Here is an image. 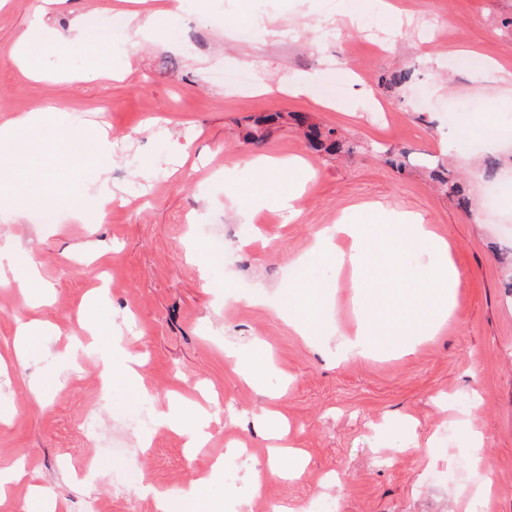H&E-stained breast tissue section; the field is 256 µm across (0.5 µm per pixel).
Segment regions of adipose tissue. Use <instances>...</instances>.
Wrapping results in <instances>:
<instances>
[{
    "mask_svg": "<svg viewBox=\"0 0 512 512\" xmlns=\"http://www.w3.org/2000/svg\"><path fill=\"white\" fill-rule=\"evenodd\" d=\"M43 127L38 111L0 122L1 201L19 190L32 202L48 196L62 204L68 201L69 191L56 189L29 162ZM251 165L257 181L248 208L272 203L284 221L298 217L304 189L298 181L284 179L297 168V160L257 155ZM429 235L423 217L415 213L391 214L384 224L340 222L315 232L316 251L350 272L354 304L362 313L354 333L343 341L345 349L361 354L392 337L409 350L430 327L447 319L458 282L447 253L416 271L397 264L400 254H422ZM323 308V291L304 288L289 296L287 319L300 334L314 336L321 329ZM155 421L158 427L181 434L189 448L202 447L210 438L207 410L181 397L168 398L165 408L156 410Z\"/></svg>",
    "mask_w": 512,
    "mask_h": 512,
    "instance_id": "1",
    "label": "adipose tissue"
}]
</instances>
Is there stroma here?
Instances as JSON below:
<instances>
[{
  "label": "stroma",
  "mask_w": 512,
  "mask_h": 512,
  "mask_svg": "<svg viewBox=\"0 0 512 512\" xmlns=\"http://www.w3.org/2000/svg\"><path fill=\"white\" fill-rule=\"evenodd\" d=\"M397 16L378 0H203L178 15L167 0H56L49 22L63 31L74 14L109 33L107 65L120 79L93 77L95 56L82 48L49 51L42 68L58 80L35 82L14 66L20 32L36 26L43 0H0V121L46 109L39 168L64 189L89 183L92 168L58 158L65 137L74 156L93 152L99 129L112 138L110 184L115 196L104 223L83 224L94 195L69 205L43 200L20 219L0 217V349L18 322L36 318L58 334L36 335L22 359L0 369V466L25 460L35 481L66 503L64 512H128L126 495H102L81 482L78 467L93 455L100 472L116 467L124 449L147 483L179 492L193 486L212 460L237 442L233 480L199 487L204 502L224 512H267L272 503L334 512H512V268L492 244L512 241V173L503 172L498 205L485 201L473 168L474 206L458 208L432 182L390 167L384 150L443 159H475L512 148V0H396ZM156 13L151 35L136 39L113 16ZM414 66L411 83L390 89L381 75ZM312 75L311 90L291 85ZM291 112L336 128L358 149L350 156L312 151L291 124L261 144L246 142L249 117ZM299 157L316 171L305 185L304 210L282 223L265 208L251 214L233 201L249 195L252 156ZM423 215L435 234L425 255L449 245L459 271L453 313L437 335L412 351L380 348L362 357L339 336L351 323L346 274L313 253V233L345 219L371 224L390 212ZM224 237L223 261L207 235ZM52 285L50 302L30 309L14 267L18 252ZM424 255V256H425ZM330 288L327 334L298 336L279 314L291 286ZM267 297L252 299L257 288ZM99 329L93 351H77L80 305ZM120 343L141 355L152 400L138 399L124 379L101 386L97 349ZM266 348L274 366L263 389L249 388L224 357ZM205 382L220 419L207 448L189 454L184 439L153 428L140 448L136 424L153 419L174 394ZM277 411L308 453L302 476L268 480L267 442L258 422ZM98 419L96 442L83 421ZM483 437L489 466L485 500L467 491L474 480L470 432Z\"/></svg>",
  "instance_id": "1"
}]
</instances>
